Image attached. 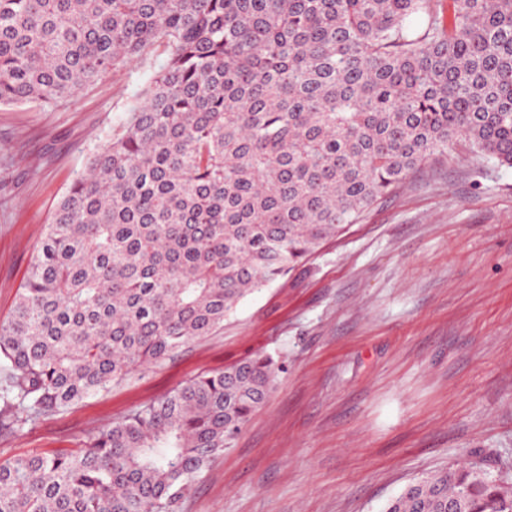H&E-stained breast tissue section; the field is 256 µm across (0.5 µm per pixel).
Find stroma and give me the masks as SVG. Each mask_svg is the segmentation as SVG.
<instances>
[{
  "instance_id": "35a3bbf8",
  "label": "stroma",
  "mask_w": 512,
  "mask_h": 512,
  "mask_svg": "<svg viewBox=\"0 0 512 512\" xmlns=\"http://www.w3.org/2000/svg\"><path fill=\"white\" fill-rule=\"evenodd\" d=\"M164 63L131 62L52 106L0 105V317L51 212ZM282 366L180 512H383L462 462L512 485V168L457 143L211 336L126 383L0 436V463L70 455L194 376Z\"/></svg>"
}]
</instances>
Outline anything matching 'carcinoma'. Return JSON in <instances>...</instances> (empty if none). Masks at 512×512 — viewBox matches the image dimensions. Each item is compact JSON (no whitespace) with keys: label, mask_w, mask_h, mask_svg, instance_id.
Here are the masks:
<instances>
[{"label":"carcinoma","mask_w":512,"mask_h":512,"mask_svg":"<svg viewBox=\"0 0 512 512\" xmlns=\"http://www.w3.org/2000/svg\"><path fill=\"white\" fill-rule=\"evenodd\" d=\"M162 67L57 204L0 319V434L224 324L458 142L512 168V0H0V104ZM280 365L187 380L74 454L0 463V512H179ZM456 465L384 512H512Z\"/></svg>","instance_id":"cac0c4a2"}]
</instances>
